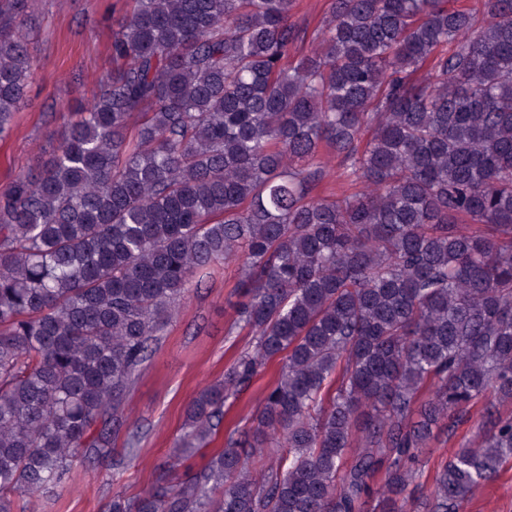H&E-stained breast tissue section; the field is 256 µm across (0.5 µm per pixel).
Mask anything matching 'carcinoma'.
Masks as SVG:
<instances>
[{
  "instance_id": "1",
  "label": "carcinoma",
  "mask_w": 512,
  "mask_h": 512,
  "mask_svg": "<svg viewBox=\"0 0 512 512\" xmlns=\"http://www.w3.org/2000/svg\"><path fill=\"white\" fill-rule=\"evenodd\" d=\"M25 2L0 0V137L32 70ZM479 3L331 0L292 56L299 0H126L112 78L0 193V512L112 455L152 345L222 260L251 346L174 458L282 365L250 432L109 512H461L512 462V0ZM325 147L355 193L311 196ZM478 404L506 411L415 496ZM485 417L480 407L472 410L468 422L460 425L456 434L448 440L446 433L439 432L438 437L432 442L431 448L424 453L418 461L417 467L423 471V478L420 480L421 487L418 488L417 496H426L432 489L430 474L434 467L444 461L449 454L462 446L467 445L478 430L485 427ZM427 476V477H426Z\"/></svg>"
}]
</instances>
